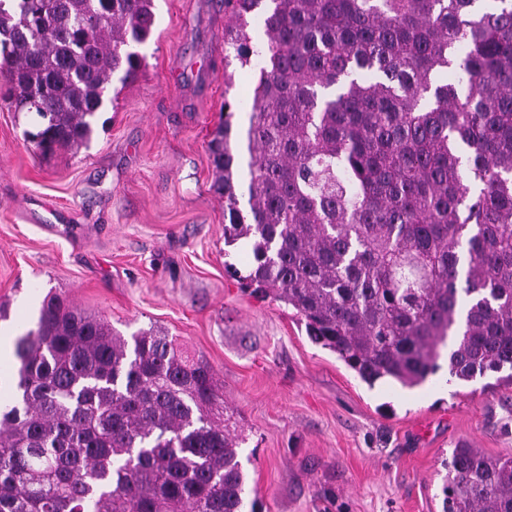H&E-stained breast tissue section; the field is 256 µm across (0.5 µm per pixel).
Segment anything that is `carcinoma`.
Masks as SVG:
<instances>
[{
    "label": "carcinoma",
    "instance_id": "carcinoma-1",
    "mask_svg": "<svg viewBox=\"0 0 512 512\" xmlns=\"http://www.w3.org/2000/svg\"><path fill=\"white\" fill-rule=\"evenodd\" d=\"M155 25L154 0H0V101L37 115L41 156L90 141ZM234 63L258 79L208 150L242 284L370 386H418L445 351L450 378L512 385V0H224L226 82ZM14 356L0 512H244L206 359L51 292ZM443 467L441 512H512V457L462 442Z\"/></svg>",
    "mask_w": 512,
    "mask_h": 512
}]
</instances>
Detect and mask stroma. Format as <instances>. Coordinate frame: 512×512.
<instances>
[{
    "mask_svg": "<svg viewBox=\"0 0 512 512\" xmlns=\"http://www.w3.org/2000/svg\"><path fill=\"white\" fill-rule=\"evenodd\" d=\"M138 79L113 81L89 145L39 156L36 115L0 105V330L20 334L48 291L123 336L155 326L205 358L245 436L255 512H440L459 442L512 456V387L496 374L369 385L314 344L291 309L251 294V250L224 244L207 143L225 98L222 0H154Z\"/></svg>",
    "mask_w": 512,
    "mask_h": 512,
    "instance_id": "obj_1",
    "label": "stroma"
}]
</instances>
